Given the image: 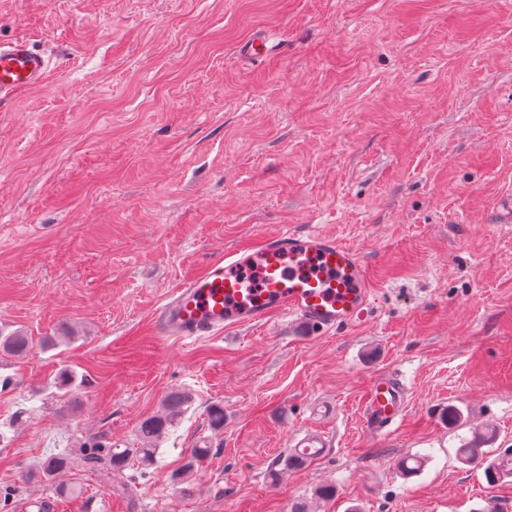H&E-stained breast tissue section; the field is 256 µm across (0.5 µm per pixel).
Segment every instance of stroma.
Returning <instances> with one entry per match:
<instances>
[{
  "instance_id": "stroma-1",
  "label": "stroma",
  "mask_w": 512,
  "mask_h": 512,
  "mask_svg": "<svg viewBox=\"0 0 512 512\" xmlns=\"http://www.w3.org/2000/svg\"><path fill=\"white\" fill-rule=\"evenodd\" d=\"M268 26L287 53L243 58ZM19 37L52 71L0 105V332L33 342L0 354L11 512H512V482L455 456L484 424L512 449V0H0V40ZM311 228L369 267L362 322L158 336L208 259ZM383 379L404 409L375 434L363 408ZM173 391L192 403L155 466L79 460L137 447ZM307 430L330 448L271 482ZM204 440L183 494L170 476ZM63 453L59 483L38 478Z\"/></svg>"
}]
</instances>
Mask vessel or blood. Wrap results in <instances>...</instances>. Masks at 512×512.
Masks as SVG:
<instances>
[{"label":"vessel or blood","mask_w":512,"mask_h":512,"mask_svg":"<svg viewBox=\"0 0 512 512\" xmlns=\"http://www.w3.org/2000/svg\"><path fill=\"white\" fill-rule=\"evenodd\" d=\"M273 30L254 34L244 46L259 60L276 54ZM50 72L46 55L25 38L0 41V102L41 87ZM371 273L351 248L314 229L282 231L254 245H242L209 259L185 278L160 312L159 333L176 341L211 336L278 315L298 319L320 332L346 328L367 312ZM366 426L375 433L402 414L395 383L382 380L370 390ZM323 434L294 439L296 453L313 455L329 447Z\"/></svg>","instance_id":"vessel-or-blood-1"}]
</instances>
